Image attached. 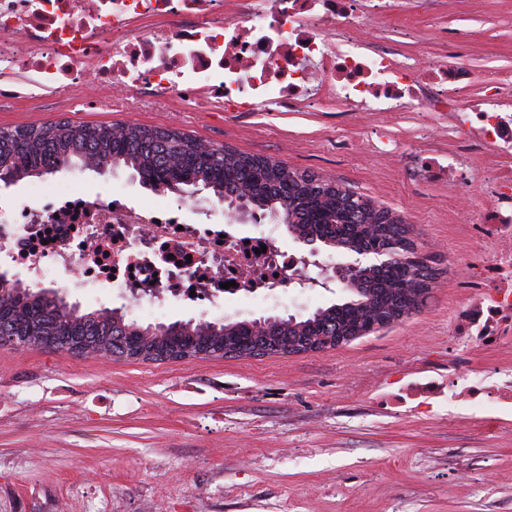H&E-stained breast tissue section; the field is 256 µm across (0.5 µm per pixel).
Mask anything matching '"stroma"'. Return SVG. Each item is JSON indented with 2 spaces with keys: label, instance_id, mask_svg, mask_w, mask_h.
Returning <instances> with one entry per match:
<instances>
[{
  "label": "stroma",
  "instance_id": "1",
  "mask_svg": "<svg viewBox=\"0 0 512 512\" xmlns=\"http://www.w3.org/2000/svg\"><path fill=\"white\" fill-rule=\"evenodd\" d=\"M396 9L405 50L445 54L453 29L474 73L512 68V0H459L453 15L445 0ZM60 119L173 129L339 184L410 224L438 278L418 312L316 353L142 362L0 346V512H512V415L492 429L487 410L448 401L450 314L483 257L450 229L474 218L465 199L370 156L354 115L333 127L324 112L152 111L131 99L87 112L62 98L0 107V128ZM75 181L133 201L178 199L127 169L61 171L0 182V208ZM341 295L332 282L154 309L106 286L67 290L82 310L123 305L144 325L305 316Z\"/></svg>",
  "mask_w": 512,
  "mask_h": 512
}]
</instances>
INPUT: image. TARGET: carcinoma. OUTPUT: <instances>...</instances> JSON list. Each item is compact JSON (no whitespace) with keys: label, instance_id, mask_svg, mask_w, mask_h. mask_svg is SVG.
<instances>
[{"label":"carcinoma","instance_id":"1","mask_svg":"<svg viewBox=\"0 0 512 512\" xmlns=\"http://www.w3.org/2000/svg\"><path fill=\"white\" fill-rule=\"evenodd\" d=\"M108 169L133 170L145 187L160 193H178L191 186L209 191L240 215L262 213L275 224H283L296 239L320 242L358 255H375L381 261L346 265L348 277L340 281L348 299L307 316H269L261 330L251 321H176L143 325L127 320L124 308L83 313L68 302L58 289L37 291L0 273V310L14 313L19 321L44 332V319L59 334L85 332L89 336L112 335L121 324L133 342L146 347L197 351L218 342L239 344L302 343L311 336H328L335 330L352 328L358 337L374 332L362 319L370 298L381 305L403 302L410 305L414 289L421 287L415 272L424 255L405 224L399 231L380 239L377 229L364 221H349L344 198L322 184L305 180L283 163L275 164L254 154L222 147L198 148L196 139L177 131L126 126L114 134L112 124H74L68 121L0 129V181L11 184L27 177L44 178L62 170L84 169L89 158Z\"/></svg>","mask_w":512,"mask_h":512}]
</instances>
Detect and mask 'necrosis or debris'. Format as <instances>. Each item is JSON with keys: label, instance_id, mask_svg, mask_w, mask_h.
Listing matches in <instances>:
<instances>
[{"label": "necrosis or debris", "instance_id": "necrosis-or-debris-1", "mask_svg": "<svg viewBox=\"0 0 512 512\" xmlns=\"http://www.w3.org/2000/svg\"><path fill=\"white\" fill-rule=\"evenodd\" d=\"M337 15L349 24L338 35L330 28ZM395 16V0H0V99L76 96L93 82L156 109L177 97L197 110L414 118L421 151H405L381 130L372 132L369 151L418 165L431 183L470 182L475 200H486L480 223L457 227L487 257L461 283L474 301L456 311L454 324L460 344L495 343L512 336V71L473 80L450 61L459 46L453 38L447 54L428 56L351 33L366 24L389 31ZM485 158L494 161L491 171L475 175ZM223 215L216 205L207 222L193 224L182 207L136 205L120 192L77 184L0 209V236L32 284L50 273L65 284L75 272L82 285L105 284L151 303L218 298L227 282L254 294L329 276V268L310 271L275 249V231L223 234ZM141 230L152 250L134 246ZM160 254L175 278L157 272ZM466 360L458 353L449 401L512 408V370L490 387Z\"/></svg>", "mask_w": 512, "mask_h": 512}]
</instances>
